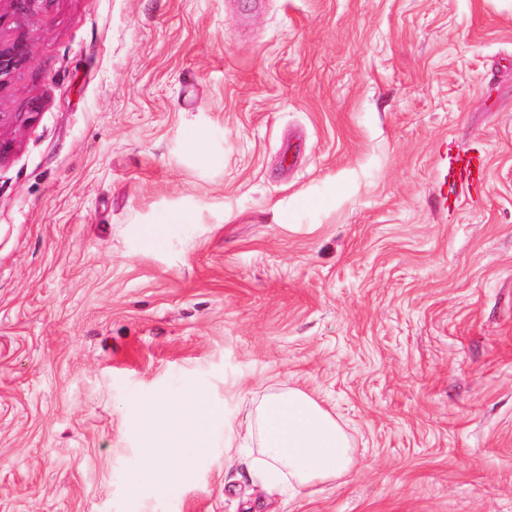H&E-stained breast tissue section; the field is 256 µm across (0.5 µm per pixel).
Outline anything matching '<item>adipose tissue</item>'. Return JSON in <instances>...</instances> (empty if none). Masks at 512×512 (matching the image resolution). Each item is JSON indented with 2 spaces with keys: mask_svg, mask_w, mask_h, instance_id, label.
<instances>
[{
  "mask_svg": "<svg viewBox=\"0 0 512 512\" xmlns=\"http://www.w3.org/2000/svg\"><path fill=\"white\" fill-rule=\"evenodd\" d=\"M146 435L158 427L169 430L166 441L146 450V471L179 456L184 445L206 447L209 430L222 423L227 438H235L240 428H257L263 442L261 465L268 482L280 487L285 482L308 487L348 474L353 466L350 440L340 423L309 394L291 388L265 397L257 421L239 426L224 417L201 395H186L179 403L157 395L140 404Z\"/></svg>",
  "mask_w": 512,
  "mask_h": 512,
  "instance_id": "obj_1",
  "label": "adipose tissue"
}]
</instances>
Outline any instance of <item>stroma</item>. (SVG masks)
Listing matches in <instances>:
<instances>
[{"label": "stroma", "mask_w": 512, "mask_h": 512, "mask_svg": "<svg viewBox=\"0 0 512 512\" xmlns=\"http://www.w3.org/2000/svg\"><path fill=\"white\" fill-rule=\"evenodd\" d=\"M17 37L0 512H512V0H39ZM290 387L345 479L272 490L220 425L144 476L141 401ZM474 167L470 157L453 156L448 160V176L468 186L473 179Z\"/></svg>", "instance_id": "1"}]
</instances>
